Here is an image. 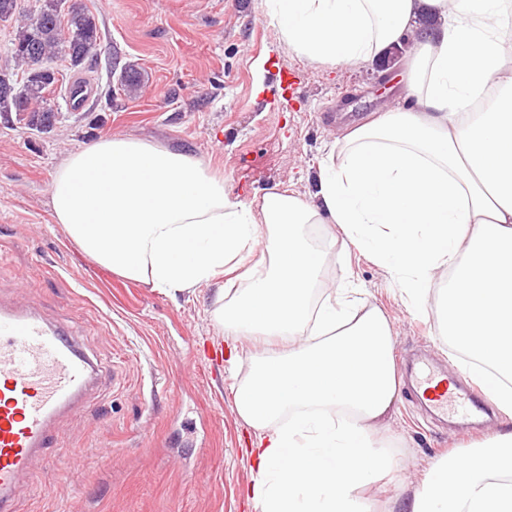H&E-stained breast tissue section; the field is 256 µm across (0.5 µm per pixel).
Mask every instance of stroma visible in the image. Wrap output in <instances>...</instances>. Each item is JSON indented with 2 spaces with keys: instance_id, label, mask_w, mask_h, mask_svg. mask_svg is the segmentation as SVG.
Instances as JSON below:
<instances>
[{
  "instance_id": "35a3bbf8",
  "label": "stroma",
  "mask_w": 512,
  "mask_h": 512,
  "mask_svg": "<svg viewBox=\"0 0 512 512\" xmlns=\"http://www.w3.org/2000/svg\"><path fill=\"white\" fill-rule=\"evenodd\" d=\"M81 3L100 27L85 72L91 101L76 110L55 93L61 119L47 134L0 119V298L68 325L103 371L54 426L58 445L84 449V460L35 464L21 478L16 512H255L246 450L256 435L232 391L253 347L229 346L214 317L223 279L176 293L112 272L56 222L50 183L70 153L121 134L200 161L223 176L231 198L257 203L278 189L311 200L337 139L404 103L414 47L385 68H332L282 42L263 0ZM128 63L143 75L132 99L114 77ZM278 67L293 72L290 90L273 81ZM344 274L388 316L395 362L421 354L462 373L435 310L409 311L389 272L354 251H334L319 282ZM511 424L498 411L460 431L402 394L387 425L394 467L360 495L371 512H398L436 459Z\"/></svg>"
}]
</instances>
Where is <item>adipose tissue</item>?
Returning a JSON list of instances; mask_svg holds the SVG:
<instances>
[{
	"mask_svg": "<svg viewBox=\"0 0 512 512\" xmlns=\"http://www.w3.org/2000/svg\"><path fill=\"white\" fill-rule=\"evenodd\" d=\"M283 40L349 66L400 46L422 14L411 106L355 127L324 162L316 204L269 190L231 200L188 155L112 136L70 154L50 185L57 223L89 256L155 288L223 279L226 335L259 345L234 387L257 433L256 512H369L357 491L392 466L377 429L398 399L393 329L349 281L311 291L328 250L353 247L426 310L448 272L438 322L473 377L512 416V0H266ZM308 224L336 225L325 249ZM401 512H512V427L438 460Z\"/></svg>",
	"mask_w": 512,
	"mask_h": 512,
	"instance_id": "adipose-tissue-1",
	"label": "adipose tissue"
}]
</instances>
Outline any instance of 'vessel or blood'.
I'll return each mask as SVG.
<instances>
[{
    "instance_id": "1",
    "label": "vessel or blood",
    "mask_w": 512,
    "mask_h": 512,
    "mask_svg": "<svg viewBox=\"0 0 512 512\" xmlns=\"http://www.w3.org/2000/svg\"><path fill=\"white\" fill-rule=\"evenodd\" d=\"M100 371L78 336L60 323L0 301V512H15L18 482L37 460L78 456L53 442V425L79 406ZM400 389L418 391L429 410L473 418L487 410L486 390L464 396L448 378L422 361L402 367Z\"/></svg>"
}]
</instances>
